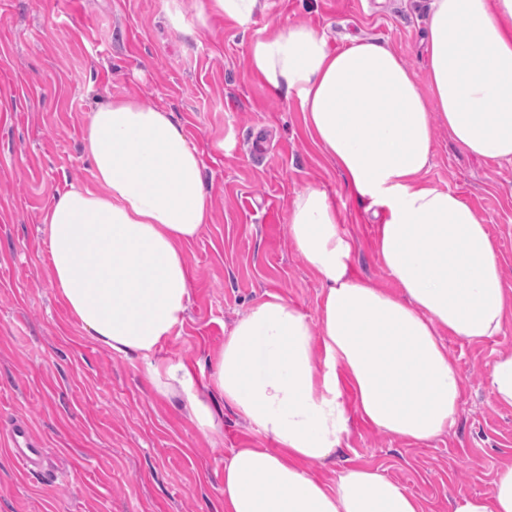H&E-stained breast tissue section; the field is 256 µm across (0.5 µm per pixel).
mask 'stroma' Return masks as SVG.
<instances>
[{
    "mask_svg": "<svg viewBox=\"0 0 512 512\" xmlns=\"http://www.w3.org/2000/svg\"><path fill=\"white\" fill-rule=\"evenodd\" d=\"M204 2L0 0V425L26 420L45 448L42 474L28 475L0 437V512H224L233 450L274 446L228 407L223 439H203L138 361L92 343L52 288L42 214L59 192L91 185L82 130L97 104L129 97L174 112L202 161L212 221L186 249L191 307L168 357L207 366L269 293L318 321L323 282L288 224L310 185L341 217L354 274L393 286L377 257L379 217L312 143L295 102L251 74L249 50L272 23L306 24L336 48L355 36L385 44L423 86L430 0H257L245 25L199 19ZM174 11L195 34L170 27ZM424 178L461 192L489 224L512 292V164L464 153L440 127ZM443 342L461 390L448 432L416 446L355 418L342 452L307 471L331 483L354 464L378 469L426 512L488 493L512 463V407L490 385L495 359L512 352V315L487 341Z\"/></svg>",
    "mask_w": 512,
    "mask_h": 512,
    "instance_id": "35a3bbf8",
    "label": "stroma"
}]
</instances>
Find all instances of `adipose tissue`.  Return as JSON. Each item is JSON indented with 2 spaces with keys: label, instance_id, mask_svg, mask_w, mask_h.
I'll list each match as a JSON object with an SVG mask.
<instances>
[{
  "label": "adipose tissue",
  "instance_id": "ef3b65f1",
  "mask_svg": "<svg viewBox=\"0 0 512 512\" xmlns=\"http://www.w3.org/2000/svg\"><path fill=\"white\" fill-rule=\"evenodd\" d=\"M249 64L296 101L349 190L383 211L377 253L397 292L352 275L335 206L306 187L288 223L324 283L318 321L268 295L225 336L199 387L160 353L191 304L186 247L210 221L201 161L173 112L120 97L84 127L92 186L58 194L43 214L51 284L85 335L139 361L203 439L223 434L217 397L274 442L225 461V512H424L374 468L347 467L331 485L303 465L336 455L354 415L416 444L445 433L460 392L443 335L491 339L512 308L488 225L462 194L423 178L437 123L465 153L512 163V0H431L425 91L384 45L333 49L307 25L275 24L252 40ZM452 512H512V464Z\"/></svg>",
  "mask_w": 512,
  "mask_h": 512
}]
</instances>
